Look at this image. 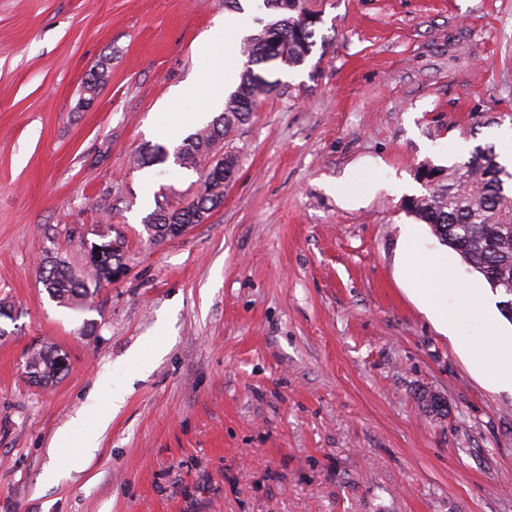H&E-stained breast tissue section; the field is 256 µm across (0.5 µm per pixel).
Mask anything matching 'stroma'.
<instances>
[{
    "instance_id": "35a3bbf8",
    "label": "stroma",
    "mask_w": 512,
    "mask_h": 512,
    "mask_svg": "<svg viewBox=\"0 0 512 512\" xmlns=\"http://www.w3.org/2000/svg\"><path fill=\"white\" fill-rule=\"evenodd\" d=\"M308 4L327 45L225 139L221 207L155 242L148 216L203 179L139 159L199 129L172 93L241 10L0 0V512H512V391L419 310L407 255L480 275L403 208L421 166L512 148V0ZM104 231L127 276L58 306L40 257L90 278ZM41 346L69 359L48 389L25 373ZM134 348L140 378L118 364ZM116 392L93 454L55 450Z\"/></svg>"
}]
</instances>
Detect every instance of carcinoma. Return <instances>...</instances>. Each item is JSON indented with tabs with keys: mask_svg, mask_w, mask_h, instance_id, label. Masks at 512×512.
Instances as JSON below:
<instances>
[{
	"mask_svg": "<svg viewBox=\"0 0 512 512\" xmlns=\"http://www.w3.org/2000/svg\"><path fill=\"white\" fill-rule=\"evenodd\" d=\"M264 7L280 13L262 31L247 40L248 65L240 83L224 105V112L194 133L173 152L157 146L142 164L152 166L173 159L181 168L198 169L200 161L210 163L204 173V189L186 205L154 212L147 224L153 240L177 237L176 230L203 224L224 200V166H237L236 158L219 155L218 144L237 122L246 120L257 99L278 90L280 81L270 80L264 66L273 62L289 67L305 63L316 45L320 13L307 0H263ZM441 180L419 196L405 199L406 211L430 226L433 234L449 247L461 241L465 261L483 275L488 285L512 295V237L502 236L504 224L512 225V171L499 161L495 146H478L467 162L439 169ZM40 274L49 296L67 307L83 303L90 287L62 260H43ZM64 353L54 348L31 351L26 359L28 380L52 385L69 370Z\"/></svg>",
	"mask_w": 512,
	"mask_h": 512,
	"instance_id": "1",
	"label": "carcinoma"
}]
</instances>
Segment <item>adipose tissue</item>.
<instances>
[{
	"mask_svg": "<svg viewBox=\"0 0 512 512\" xmlns=\"http://www.w3.org/2000/svg\"><path fill=\"white\" fill-rule=\"evenodd\" d=\"M247 34L245 24H222L215 27L197 45V53L207 63L205 83L209 90L207 108L221 107L227 89L234 84L238 72L236 59L226 53L227 46L241 43ZM409 265L421 279L420 288L414 289L423 311L444 333L453 335L454 343L464 352L475 370L491 384L512 387V338L498 335V324L485 288L476 283H459L453 280L447 265L419 256H409ZM461 295L465 304L461 312H449V293ZM481 316L486 336L473 339L456 335L455 330L462 315Z\"/></svg>",
	"mask_w": 512,
	"mask_h": 512,
	"instance_id": "ef3b65f1",
	"label": "adipose tissue"
}]
</instances>
